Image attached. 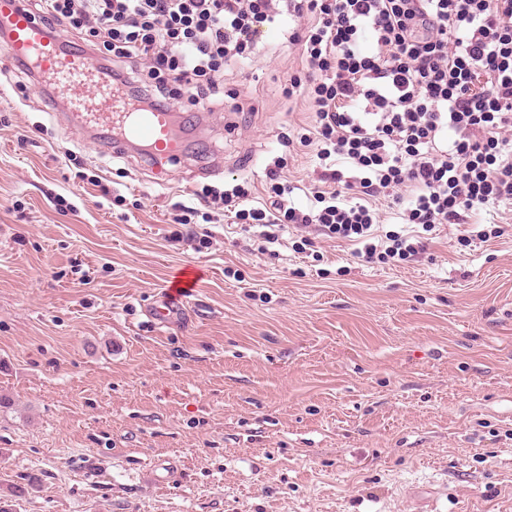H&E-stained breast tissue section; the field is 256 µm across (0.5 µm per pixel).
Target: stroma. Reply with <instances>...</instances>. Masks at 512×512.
<instances>
[{
  "instance_id": "obj_1",
  "label": "stroma",
  "mask_w": 512,
  "mask_h": 512,
  "mask_svg": "<svg viewBox=\"0 0 512 512\" xmlns=\"http://www.w3.org/2000/svg\"><path fill=\"white\" fill-rule=\"evenodd\" d=\"M288 25L227 67L201 154L112 156L0 70V491L12 512H512V208L465 212L427 254L342 240L260 254L241 225L166 224L183 190L253 182L308 123L281 94ZM250 112L231 111L234 97ZM107 179L120 203L102 197ZM502 237L461 240L475 226ZM178 318L147 315L178 268ZM170 481L155 480L159 464Z\"/></svg>"
}]
</instances>
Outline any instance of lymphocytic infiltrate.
<instances>
[{"instance_id": "f902f5d3", "label": "lymphocytic infiltrate", "mask_w": 512, "mask_h": 512, "mask_svg": "<svg viewBox=\"0 0 512 512\" xmlns=\"http://www.w3.org/2000/svg\"><path fill=\"white\" fill-rule=\"evenodd\" d=\"M51 36L71 33L102 76L146 109L209 111L224 99V68L249 59L264 26L291 20L304 73L282 88L311 111L303 146L321 171L313 206H296L285 157L266 167L267 201L249 182L219 195L227 212L276 244L316 237L355 257L425 252L422 235L389 233L384 200L430 232L463 212L512 203V0H20ZM482 90H475L477 79ZM354 169L345 176L343 166Z\"/></svg>"}]
</instances>
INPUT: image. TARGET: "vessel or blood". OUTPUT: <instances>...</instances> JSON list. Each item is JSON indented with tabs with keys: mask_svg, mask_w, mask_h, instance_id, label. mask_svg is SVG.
<instances>
[{
	"mask_svg": "<svg viewBox=\"0 0 512 512\" xmlns=\"http://www.w3.org/2000/svg\"><path fill=\"white\" fill-rule=\"evenodd\" d=\"M0 37L8 44L9 61H22L55 94L69 96L84 110L93 135L112 153H123L136 143L149 149L157 160L173 161L186 151L176 133L173 113L141 111L117 87L104 81L87 55L68 53L49 36L45 26L23 10L19 0H0ZM185 271L176 272L151 309L154 321L168 323L184 299Z\"/></svg>",
	"mask_w": 512,
	"mask_h": 512,
	"instance_id": "obj_1",
	"label": "vessel or blood"
}]
</instances>
